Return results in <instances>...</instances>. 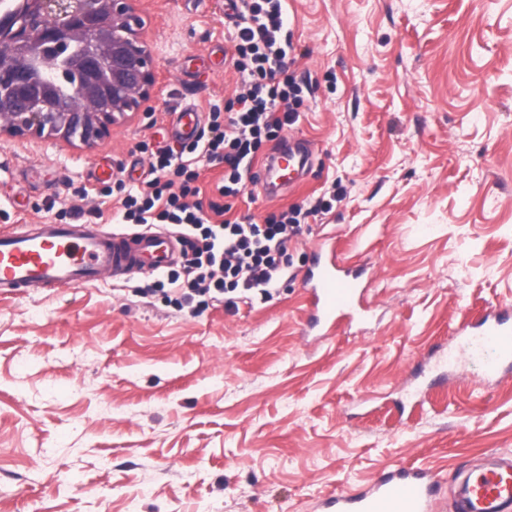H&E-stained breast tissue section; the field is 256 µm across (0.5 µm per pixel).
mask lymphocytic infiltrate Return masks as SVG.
<instances>
[{"mask_svg": "<svg viewBox=\"0 0 512 512\" xmlns=\"http://www.w3.org/2000/svg\"><path fill=\"white\" fill-rule=\"evenodd\" d=\"M285 0H233L235 36L231 64L240 83L226 101H212L197 140L179 147L140 143L147 167L140 184H119L118 218L125 224H164L183 238L185 261L152 281L140 293L163 295L167 302L197 312L221 303L268 299L294 275L288 251L307 218L342 199H318L305 208L289 206L264 222L251 216L229 218L225 197L243 193L248 171L264 143L276 142L295 125L303 88L290 74ZM223 166L219 201L203 202L197 181L203 167ZM220 215L213 223L211 215Z\"/></svg>", "mask_w": 512, "mask_h": 512, "instance_id": "obj_1", "label": "lymphocytic infiltrate"}]
</instances>
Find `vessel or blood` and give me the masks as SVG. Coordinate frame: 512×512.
Instances as JSON below:
<instances>
[{
  "label": "vessel or blood",
  "mask_w": 512,
  "mask_h": 512,
  "mask_svg": "<svg viewBox=\"0 0 512 512\" xmlns=\"http://www.w3.org/2000/svg\"><path fill=\"white\" fill-rule=\"evenodd\" d=\"M202 114L182 106L171 121L173 142L194 141ZM312 157L311 145L288 139L253 176L268 193L294 186ZM179 248L173 235L149 229L119 232L101 224H21L0 232V292L81 287L106 276L155 272L173 265ZM375 273L341 256L335 239L320 238L313 263L303 275L307 293L306 333L331 336L364 312ZM471 356L487 378L512 369V306L499 305L479 319L458 325ZM439 479L429 470L399 466L384 470L366 487L321 499L319 512H433ZM457 512H512V458L468 471L456 488Z\"/></svg>",
  "instance_id": "1"
}]
</instances>
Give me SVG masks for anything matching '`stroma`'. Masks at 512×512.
Returning a JSON list of instances; mask_svg holds the SVG:
<instances>
[{"label": "stroma", "mask_w": 512, "mask_h": 512, "mask_svg": "<svg viewBox=\"0 0 512 512\" xmlns=\"http://www.w3.org/2000/svg\"><path fill=\"white\" fill-rule=\"evenodd\" d=\"M156 63L146 110L90 149L0 139V228L60 220L166 143L171 105L232 97L225 0H134ZM289 72L309 82L287 134L304 179L249 185L233 215L263 221L345 191L309 217L296 275L271 299L194 315L144 299L149 273L0 296V512H316L395 465L460 473L512 453V376L465 364L436 388L434 346L512 305V0H286ZM205 56L206 84L183 81ZM376 271L362 320L303 331L300 280L323 234Z\"/></svg>", "instance_id": "35a3bbf8"}]
</instances>
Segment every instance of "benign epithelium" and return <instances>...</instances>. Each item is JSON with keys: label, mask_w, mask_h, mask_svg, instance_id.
<instances>
[{"label": "benign epithelium", "mask_w": 512, "mask_h": 512, "mask_svg": "<svg viewBox=\"0 0 512 512\" xmlns=\"http://www.w3.org/2000/svg\"><path fill=\"white\" fill-rule=\"evenodd\" d=\"M132 0H38L41 11L54 16L46 22L34 13L13 24L0 22V45L12 49L11 69L3 83L20 89L36 79L31 47L34 36L67 51L86 49L112 60V81L95 77L73 91L74 106L64 109L48 94L18 98L10 112L0 108V133L10 136L78 138L93 146L110 135L112 125L147 99L155 83L154 58L139 37L141 20Z\"/></svg>", "instance_id": "benign-epithelium-1"}]
</instances>
